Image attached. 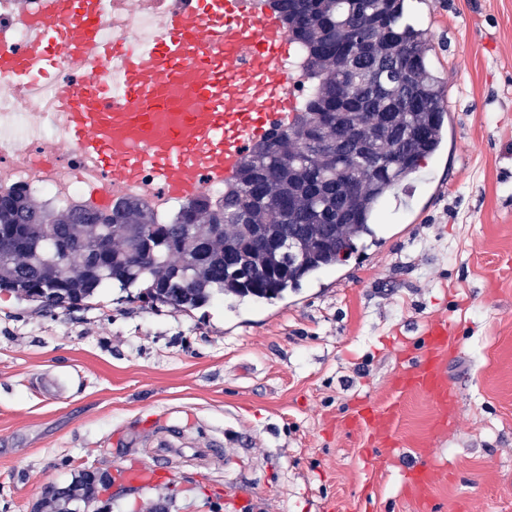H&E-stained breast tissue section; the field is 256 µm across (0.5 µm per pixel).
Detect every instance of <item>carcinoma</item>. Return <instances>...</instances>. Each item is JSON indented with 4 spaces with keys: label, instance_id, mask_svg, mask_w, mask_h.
Returning <instances> with one entry per match:
<instances>
[{
    "label": "carcinoma",
    "instance_id": "carcinoma-1",
    "mask_svg": "<svg viewBox=\"0 0 512 512\" xmlns=\"http://www.w3.org/2000/svg\"><path fill=\"white\" fill-rule=\"evenodd\" d=\"M293 42L302 51L306 80L303 125L244 162L245 168L281 169L293 174L296 199L286 210L253 197L241 181L218 204L210 198L184 208L167 223L136 202L111 212L59 219L58 235L69 253L56 260L38 226L31 224L38 205L19 190L0 196V237L16 244L9 261L0 264V292L38 301L46 307L71 308L100 290L138 288L151 302L188 311L217 297L239 302H271L298 290L339 262V252L376 237V217L384 198L413 177L427 158L443 147L447 133L444 87L434 71L432 44L426 29L410 12L412 0H276ZM358 18L376 35L381 20L389 39L376 41L367 55L336 57L323 27L348 28ZM343 85L362 100L350 118L366 136L374 135L379 113H398L396 138L375 140L377 163L365 165L355 155L314 150L304 131L317 120L318 106ZM349 181L351 194L336 196ZM224 230L213 233V225ZM260 224L284 239L275 251L242 249L245 225ZM107 233L122 246L95 260L88 242ZM159 238L154 257L132 263L128 253L136 242ZM206 257L192 262L199 241ZM105 488L102 478L86 469L69 487L52 493L56 512L79 498L89 503Z\"/></svg>",
    "mask_w": 512,
    "mask_h": 512
}]
</instances>
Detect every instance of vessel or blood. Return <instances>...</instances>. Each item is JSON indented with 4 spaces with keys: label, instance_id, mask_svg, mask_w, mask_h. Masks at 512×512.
Returning <instances> with one entry per match:
<instances>
[{
    "label": "vessel or blood",
    "instance_id": "b4317fda",
    "mask_svg": "<svg viewBox=\"0 0 512 512\" xmlns=\"http://www.w3.org/2000/svg\"><path fill=\"white\" fill-rule=\"evenodd\" d=\"M107 0H44L29 18L35 36L22 49H0V79L53 109L24 113L34 129L58 126L64 139L46 149L44 171L90 168L103 180L87 209L111 205L113 188L139 195L150 187L183 206L210 187L237 184L245 159L299 124L295 45L273 0H168L146 41L104 40L97 27ZM89 67L83 83L56 78L62 61ZM418 366L395 379L440 404L455 394L439 356L455 330L430 321ZM164 455L127 470L150 484L167 475Z\"/></svg>",
    "mask_w": 512,
    "mask_h": 512
}]
</instances>
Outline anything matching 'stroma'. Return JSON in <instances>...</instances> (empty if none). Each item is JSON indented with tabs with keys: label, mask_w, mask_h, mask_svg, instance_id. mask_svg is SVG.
Listing matches in <instances>:
<instances>
[{
	"label": "stroma",
	"mask_w": 512,
	"mask_h": 512,
	"mask_svg": "<svg viewBox=\"0 0 512 512\" xmlns=\"http://www.w3.org/2000/svg\"><path fill=\"white\" fill-rule=\"evenodd\" d=\"M429 3L448 137L377 245L262 305L0 292V512H54L47 487L84 469L113 475L111 512H355L364 490L369 512H418L412 466L440 507L512 512V0ZM439 317L457 324L448 423L393 383ZM367 405L392 411L393 451L357 424ZM162 443L182 453L165 480L116 479Z\"/></svg>",
	"instance_id": "obj_1"
}]
</instances>
